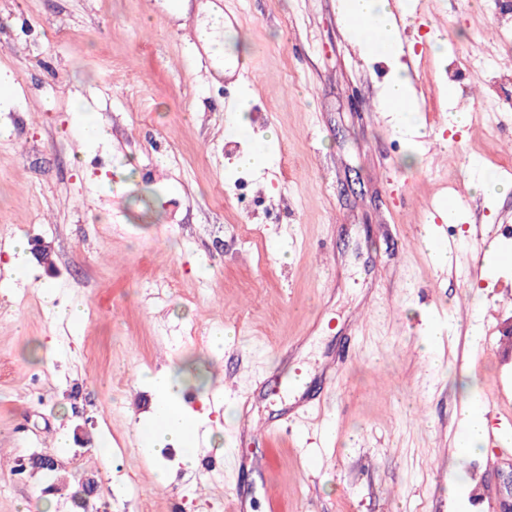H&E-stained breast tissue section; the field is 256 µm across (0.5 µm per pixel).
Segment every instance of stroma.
I'll return each mask as SVG.
<instances>
[{"label":"stroma","instance_id":"35a3bbf8","mask_svg":"<svg viewBox=\"0 0 512 512\" xmlns=\"http://www.w3.org/2000/svg\"><path fill=\"white\" fill-rule=\"evenodd\" d=\"M204 2L0 0V70L15 74L0 109V280L13 243L52 255L29 258L33 284L0 289V512H75L86 477L95 512H231L239 464L257 458L250 512H268L267 484L277 512H449L458 478L473 483L469 512H487L512 462L495 438L470 457L454 448L467 396L491 432L512 428V272L486 252L512 247V192L473 175L512 185V16L500 0H424L400 23L418 108L400 136L378 97L390 67L354 48L340 0H232L224 65L251 64L243 84L189 63ZM79 98L104 145L80 144ZM244 99L247 125L228 134ZM489 99L492 124L476 110ZM452 112L469 115L456 132ZM258 141L268 162L240 168ZM42 284L82 303L77 327L56 321ZM216 329L227 337L211 352ZM341 356L320 409L270 438L240 432L243 416L284 407L296 374L318 380ZM193 362L226 395L184 393L222 425L189 471L133 427L152 399L143 376ZM46 449L59 481L17 474Z\"/></svg>","mask_w":512,"mask_h":512}]
</instances>
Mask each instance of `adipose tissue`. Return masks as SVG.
I'll use <instances>...</instances> for the list:
<instances>
[{
	"label": "adipose tissue",
	"instance_id": "ef3b65f1",
	"mask_svg": "<svg viewBox=\"0 0 512 512\" xmlns=\"http://www.w3.org/2000/svg\"><path fill=\"white\" fill-rule=\"evenodd\" d=\"M340 5L346 26L355 35L361 52L391 60L392 75L382 90L381 103L394 114L397 127L407 126L416 110L415 91L400 61L398 25L389 0H340ZM207 375L205 367L200 366L176 377L153 379L151 410L136 426L146 448L155 452L168 446L180 448V462L188 470L197 466L198 432L209 418L207 413L187 406L182 392L190 380Z\"/></svg>",
	"mask_w": 512,
	"mask_h": 512
}]
</instances>
